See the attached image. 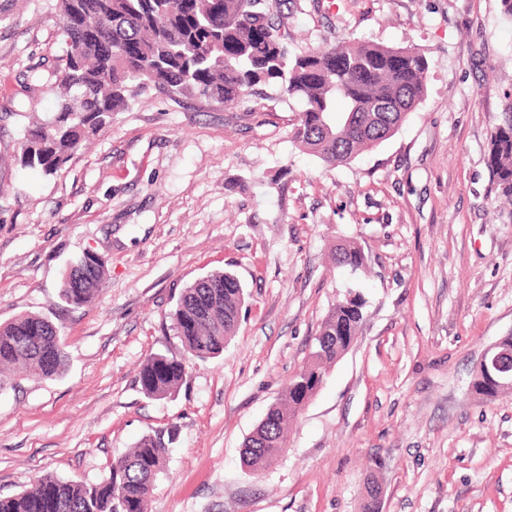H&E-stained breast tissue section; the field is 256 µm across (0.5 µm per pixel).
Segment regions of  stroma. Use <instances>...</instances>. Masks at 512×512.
Wrapping results in <instances>:
<instances>
[{"mask_svg": "<svg viewBox=\"0 0 512 512\" xmlns=\"http://www.w3.org/2000/svg\"><path fill=\"white\" fill-rule=\"evenodd\" d=\"M293 47L412 46L427 91L397 133L329 168L300 150L299 102L264 88L231 106L154 93L56 174L12 156L28 112H54L66 46L57 0H0V323L60 329L68 365L0 392V494L50 473L95 483L144 434L173 426L149 512H512V392L470 391L512 331V223L488 164L512 103V17L501 0H288ZM356 239L368 273L331 252ZM108 260L101 294L59 298L68 263ZM247 304L223 353L191 360L170 396L143 393L152 353L183 347L169 317L215 270ZM366 317L261 473L240 449L305 363L348 289Z\"/></svg>", "mask_w": 512, "mask_h": 512, "instance_id": "obj_1", "label": "stroma"}]
</instances>
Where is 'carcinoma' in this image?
<instances>
[{"instance_id": "1", "label": "carcinoma", "mask_w": 512, "mask_h": 512, "mask_svg": "<svg viewBox=\"0 0 512 512\" xmlns=\"http://www.w3.org/2000/svg\"><path fill=\"white\" fill-rule=\"evenodd\" d=\"M66 49L57 109L34 115L24 127L16 163L54 175L112 113L155 91L173 99L204 98L234 105L265 85L303 103L293 142L326 166L345 164L391 138L425 97L427 58L414 48L368 40L293 50L276 22L283 0H58ZM488 163L498 196L512 222V104L490 138ZM336 265L366 270L354 239L336 244ZM108 264L85 253L65 271L60 298L84 306L101 292ZM245 290L226 270L212 271L183 289L171 312L186 355L204 360L236 336ZM366 301L349 292L321 324L306 365L247 436L243 464L254 472L286 447L288 426L305 398L349 350L365 319ZM67 356L59 328L46 316L27 314L0 324V386L30 374L52 379ZM186 376L185 358L149 355L139 371L141 390L166 397ZM472 391L488 399L496 390L474 370ZM165 431L142 436L112 461L109 476L93 484L46 475L29 489L0 496V512H148L163 470Z\"/></svg>"}]
</instances>
